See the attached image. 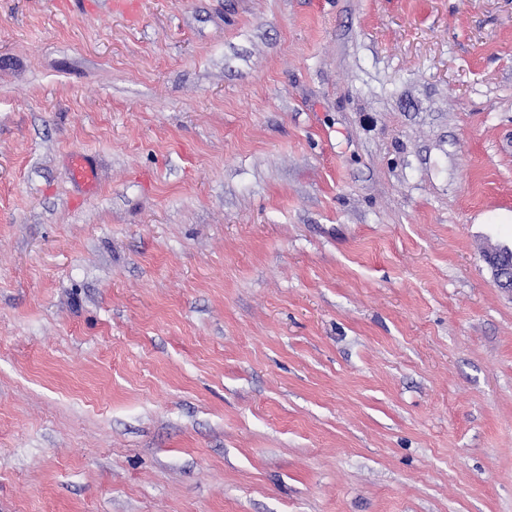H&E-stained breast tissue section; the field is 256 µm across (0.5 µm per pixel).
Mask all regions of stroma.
<instances>
[{
	"mask_svg": "<svg viewBox=\"0 0 512 512\" xmlns=\"http://www.w3.org/2000/svg\"><path fill=\"white\" fill-rule=\"evenodd\" d=\"M491 246L512 0H0V512H512Z\"/></svg>",
	"mask_w": 512,
	"mask_h": 512,
	"instance_id": "obj_1",
	"label": "stroma"
}]
</instances>
